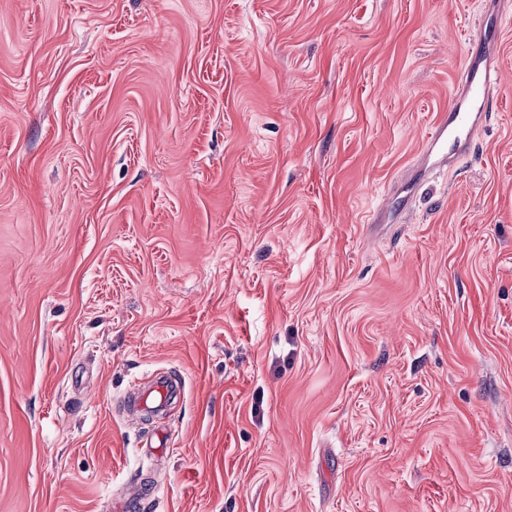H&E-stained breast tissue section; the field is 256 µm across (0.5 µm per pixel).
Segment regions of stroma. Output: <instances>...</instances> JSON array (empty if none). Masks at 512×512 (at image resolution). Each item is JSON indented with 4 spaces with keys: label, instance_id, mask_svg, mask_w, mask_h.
I'll list each match as a JSON object with an SVG mask.
<instances>
[{
    "label": "stroma",
    "instance_id": "1",
    "mask_svg": "<svg viewBox=\"0 0 512 512\" xmlns=\"http://www.w3.org/2000/svg\"><path fill=\"white\" fill-rule=\"evenodd\" d=\"M484 24L497 105L448 169ZM152 371L181 400L128 416ZM140 483L512 512V0H0V512Z\"/></svg>",
    "mask_w": 512,
    "mask_h": 512
}]
</instances>
